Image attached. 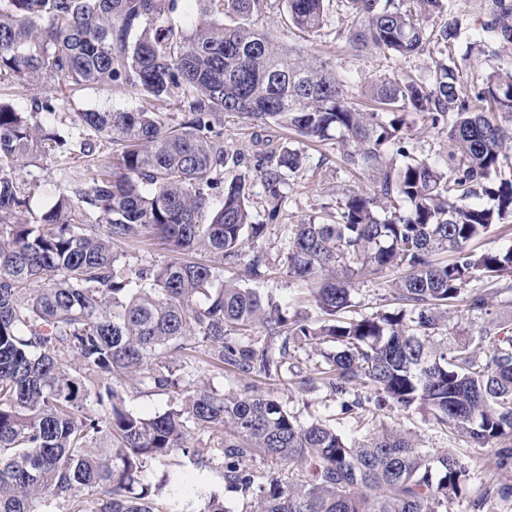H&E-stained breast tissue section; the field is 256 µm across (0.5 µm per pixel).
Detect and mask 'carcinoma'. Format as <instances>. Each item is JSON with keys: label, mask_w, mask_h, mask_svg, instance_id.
Masks as SVG:
<instances>
[{"label": "carcinoma", "mask_w": 512, "mask_h": 512, "mask_svg": "<svg viewBox=\"0 0 512 512\" xmlns=\"http://www.w3.org/2000/svg\"><path fill=\"white\" fill-rule=\"evenodd\" d=\"M204 2L206 19L186 32L163 22L175 0H0V85H57L27 107L0 99V512H161L165 480L145 482V465L180 452L209 466L188 446L193 430L220 441L224 484L250 512H441L467 493V465L373 422L389 404L424 410L475 447L497 446L496 468L512 471V333L488 289L473 287L512 278V247L472 248L512 216V69L462 78L448 53L461 34L453 0H343L357 48L439 53L429 80L385 76L362 111L329 63L251 27L268 0ZM282 2L299 30L328 22L324 0ZM492 2L475 43L509 50L512 0ZM97 87L176 97L183 112L75 111V92ZM408 112L446 133L444 165L410 144ZM226 113L307 140L336 132L346 172L373 181L336 198L328 221L292 225L288 274L312 286L316 321L192 259H237L278 220L289 178L309 163L287 146L226 148ZM21 159L55 173V201L38 214L27 208L37 179L20 175ZM257 186L265 223L251 212ZM155 234L169 260L119 265V244ZM396 267L398 307L350 315L357 273ZM459 304L485 316L476 335L450 332ZM198 341L220 370L286 383L297 374L289 344L315 350L312 374L360 436L247 389L180 388ZM131 393L179 398L147 415L125 406ZM259 456L295 474L266 482ZM199 496L200 512H228L220 494ZM497 499H512V483L482 484L469 512Z\"/></svg>", "instance_id": "1"}]
</instances>
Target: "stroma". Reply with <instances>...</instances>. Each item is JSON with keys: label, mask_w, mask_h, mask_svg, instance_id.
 <instances>
[{"label": "stroma", "mask_w": 512, "mask_h": 512, "mask_svg": "<svg viewBox=\"0 0 512 512\" xmlns=\"http://www.w3.org/2000/svg\"><path fill=\"white\" fill-rule=\"evenodd\" d=\"M338 3L339 0H327L329 22L314 36L289 28L284 21L283 12L275 7L253 15L251 23L256 29L270 32L284 46L296 47L308 56L331 61L340 74L358 86L361 95L357 97L356 103L362 109L371 106L370 100L363 95L364 90L381 75H411L418 79H429L432 65L429 55L387 60L377 54L358 53L349 41L351 19L339 10ZM457 6L462 34L452 55L465 79L479 82L490 71L512 68V50L504 51L495 45L482 52L470 48L474 40L476 21L491 11L492 0H458ZM139 105L138 95L119 89H86L73 98V108L77 111H129ZM407 125L416 151L437 164H444L448 157L446 135L430 129L421 114L415 112L408 114ZM265 136L273 146H290L304 150L310 157L309 166L294 179L280 222L268 225L261 237L249 240L243 248L246 257H264L270 267L268 277L260 280L252 278L242 263L225 267L224 277L238 281L243 286L258 289L261 293L271 294L288 307L289 311L300 312L312 321L318 319L319 313L314 303L308 300V287L289 277L285 264L289 227L312 217H321L325 207L335 206L336 197L342 191L349 188L369 191L373 185L367 175L352 177L345 173L336 140L312 142L291 131L275 127L266 130ZM401 275V270L390 269L379 275L365 274L357 277L356 315L368 316L391 307L394 284ZM207 359L203 349H196L193 358L184 366L185 380L195 381L205 377L222 390L246 387L263 392L283 402L290 411L305 421L324 418L335 411L334 403L321 388L308 389L296 380L287 385L255 373L241 374L229 366L220 370L209 366ZM374 425L379 430L396 428L409 433L424 450L462 459L478 481L484 482L499 476L494 467L491 449L470 446L458 437L437 428L424 411L403 412L389 407L378 412ZM163 477L168 480L160 501L164 512H200L202 502L196 491L202 487L222 493L228 512H245L240 496L224 488V469L221 463L216 462L210 467L199 469L179 453L161 460L149 461L145 467V481L153 483Z\"/></svg>", "instance_id": "35a3bbf8"}]
</instances>
